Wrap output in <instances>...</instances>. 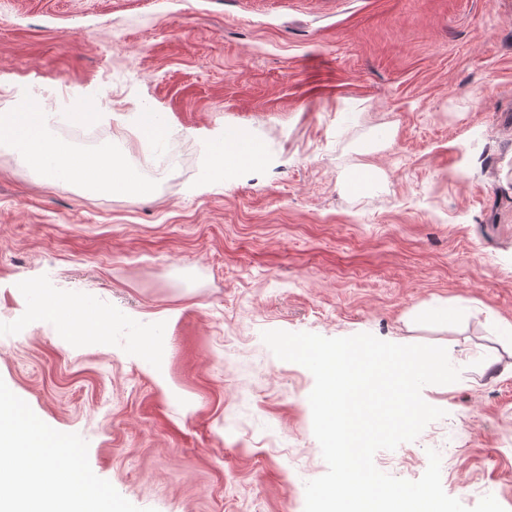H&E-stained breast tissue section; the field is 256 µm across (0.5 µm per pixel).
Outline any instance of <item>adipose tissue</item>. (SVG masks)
I'll list each match as a JSON object with an SVG mask.
<instances>
[{"mask_svg": "<svg viewBox=\"0 0 512 512\" xmlns=\"http://www.w3.org/2000/svg\"><path fill=\"white\" fill-rule=\"evenodd\" d=\"M19 147L22 159L54 182L78 180L101 192L139 196L143 190L134 172L112 155L73 152L55 139L43 113L22 106L0 125V139ZM36 314L61 324L73 341L92 336L107 340L113 317L90 300L64 302L30 288ZM62 440L33 420L14 398L0 394V454L11 455L15 467L0 470V512H72L74 500L89 503L87 487L75 486L67 469L54 466Z\"/></svg>", "mask_w": 512, "mask_h": 512, "instance_id": "ef3b65f1", "label": "adipose tissue"}]
</instances>
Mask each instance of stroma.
Returning a JSON list of instances; mask_svg holds the SVG:
<instances>
[{"mask_svg":"<svg viewBox=\"0 0 512 512\" xmlns=\"http://www.w3.org/2000/svg\"><path fill=\"white\" fill-rule=\"evenodd\" d=\"M39 89L57 125L91 104L95 153L189 157L134 199L0 141V392L78 477L123 512H304L314 377L262 334L370 333L461 371L376 467L415 481L434 449L447 495L512 512V0H0V113ZM239 135L258 164L203 161ZM31 286L111 311L108 342ZM36 314L61 324L75 342L86 336L105 341L110 335L112 314L90 300L63 302L57 296L46 294L41 288H28ZM81 325V328H80Z\"/></svg>","mask_w":512,"mask_h":512,"instance_id":"1","label":"stroma"}]
</instances>
